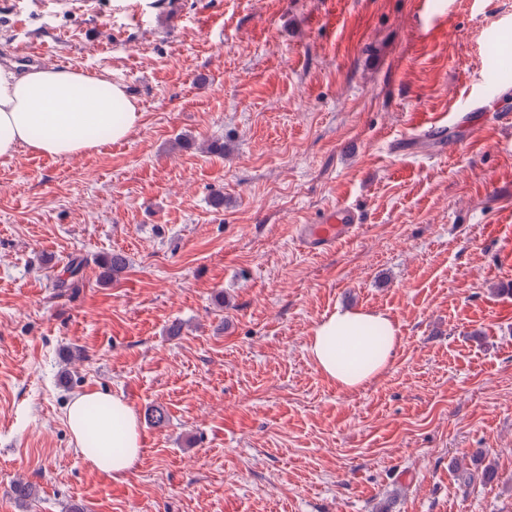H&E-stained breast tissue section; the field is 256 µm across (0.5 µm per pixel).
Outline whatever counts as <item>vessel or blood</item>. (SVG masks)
<instances>
[{"label": "vessel or blood", "mask_w": 512, "mask_h": 512, "mask_svg": "<svg viewBox=\"0 0 512 512\" xmlns=\"http://www.w3.org/2000/svg\"><path fill=\"white\" fill-rule=\"evenodd\" d=\"M362 221L353 204L344 202L295 227V238L309 252L329 250L349 239Z\"/></svg>", "instance_id": "b4317fda"}]
</instances>
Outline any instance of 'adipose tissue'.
Masks as SVG:
<instances>
[{"mask_svg":"<svg viewBox=\"0 0 512 512\" xmlns=\"http://www.w3.org/2000/svg\"><path fill=\"white\" fill-rule=\"evenodd\" d=\"M142 114L120 82L106 72L90 74L68 67L19 71L0 67V157L19 147L52 157H69L98 148L102 142H121L141 123ZM384 342L374 345L373 333ZM400 343L393 321L364 310L336 311L312 329L307 350L316 367L345 389L365 386L386 371ZM357 361L354 370L344 359ZM112 407L111 425L91 428L90 408ZM66 424L84 459L95 469L122 477L142 454L136 414L117 395L91 391L76 395L68 405Z\"/></svg>","mask_w":512,"mask_h":512,"instance_id":"adipose-tissue-1","label":"adipose tissue"}]
</instances>
